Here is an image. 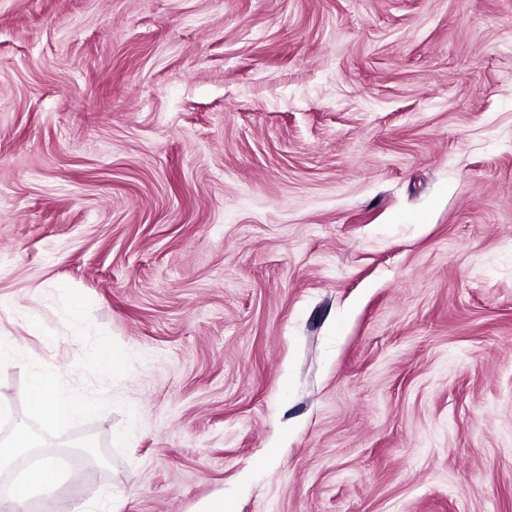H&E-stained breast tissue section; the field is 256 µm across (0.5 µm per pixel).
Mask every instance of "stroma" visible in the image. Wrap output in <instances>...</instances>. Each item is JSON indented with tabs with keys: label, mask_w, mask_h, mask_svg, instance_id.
<instances>
[{
	"label": "stroma",
	"mask_w": 512,
	"mask_h": 512,
	"mask_svg": "<svg viewBox=\"0 0 512 512\" xmlns=\"http://www.w3.org/2000/svg\"><path fill=\"white\" fill-rule=\"evenodd\" d=\"M0 333L30 512H512V0H0ZM59 383L60 378L54 371L38 370L33 373L28 402L33 418L49 428L60 429L95 413L96 405L90 400L62 397ZM58 484V471L56 463L50 457H44L34 474L32 482L14 484L6 495L0 496V510L2 512H21L30 500L34 489L40 490L50 496Z\"/></svg>",
	"instance_id": "obj_1"
}]
</instances>
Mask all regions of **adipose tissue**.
<instances>
[{"mask_svg": "<svg viewBox=\"0 0 512 512\" xmlns=\"http://www.w3.org/2000/svg\"><path fill=\"white\" fill-rule=\"evenodd\" d=\"M60 378L49 370L34 372L29 386L28 409L30 415L45 426L60 429L69 426L79 418L93 415L94 402L64 397L59 393ZM58 484L57 466L53 459L43 458L32 481L14 484L7 494L0 496V512H22L30 500L33 490L52 494Z\"/></svg>", "mask_w": 512, "mask_h": 512, "instance_id": "ef3b65f1", "label": "adipose tissue"}]
</instances>
